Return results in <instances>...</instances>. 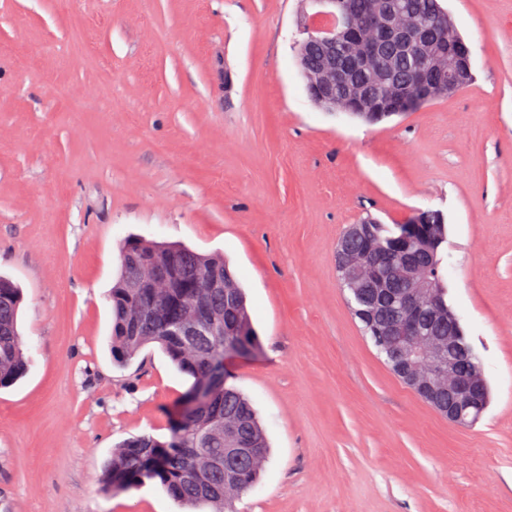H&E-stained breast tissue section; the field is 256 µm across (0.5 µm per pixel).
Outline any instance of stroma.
<instances>
[{"label": "stroma", "mask_w": 512, "mask_h": 512, "mask_svg": "<svg viewBox=\"0 0 512 512\" xmlns=\"http://www.w3.org/2000/svg\"><path fill=\"white\" fill-rule=\"evenodd\" d=\"M474 81L375 124L314 107L296 52L311 0H0V276L29 360L0 388V512H187L156 481L112 493L113 449L167 440L191 380L159 348L112 360L131 237L224 258L261 341L227 357L270 445L237 512H512V0H441ZM89 59L76 66L79 56ZM112 77L68 112L53 92ZM438 209L448 304L491 391L461 427L388 368L339 283L371 216Z\"/></svg>", "instance_id": "obj_1"}]
</instances>
